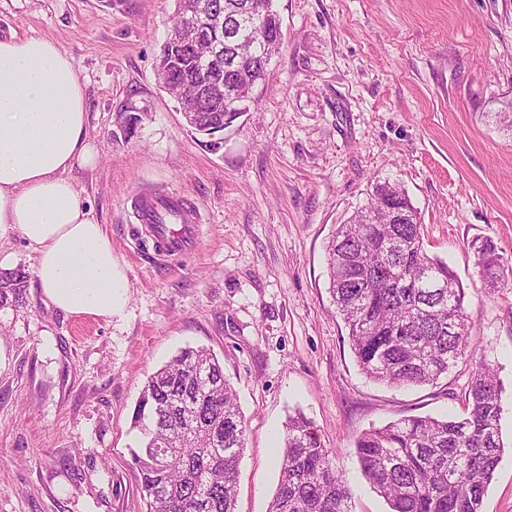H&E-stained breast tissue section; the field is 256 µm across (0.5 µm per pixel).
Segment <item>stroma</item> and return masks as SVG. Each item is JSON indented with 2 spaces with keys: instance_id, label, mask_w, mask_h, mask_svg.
<instances>
[{
  "instance_id": "stroma-1",
  "label": "stroma",
  "mask_w": 512,
  "mask_h": 512,
  "mask_svg": "<svg viewBox=\"0 0 512 512\" xmlns=\"http://www.w3.org/2000/svg\"><path fill=\"white\" fill-rule=\"evenodd\" d=\"M282 44L255 101L208 145L159 86L174 0H0V36L65 50L98 163L73 173L128 288L122 315L71 316L29 287L0 308V512H145L133 413L148 376L210 348L246 427L236 512H268L289 415L302 413L351 489L389 512L354 443L413 417H459L474 362L501 386L512 442V288H485L473 240L512 256V0H274ZM405 190L423 246L457 275L469 358L433 386L360 370L328 290L326 247L373 183ZM188 198L197 245L164 255L139 232L141 191ZM483 512H512L505 452Z\"/></svg>"
}]
</instances>
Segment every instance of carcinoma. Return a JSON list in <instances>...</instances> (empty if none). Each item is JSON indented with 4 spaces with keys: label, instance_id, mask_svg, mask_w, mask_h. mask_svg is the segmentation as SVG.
<instances>
[{
    "label": "carcinoma",
    "instance_id": "cac0c4a2",
    "mask_svg": "<svg viewBox=\"0 0 512 512\" xmlns=\"http://www.w3.org/2000/svg\"><path fill=\"white\" fill-rule=\"evenodd\" d=\"M232 20L246 0H208ZM265 14L239 30L260 54L264 36L278 38L270 0ZM202 99L195 131L213 136L237 113ZM402 208L409 223L394 224ZM421 217L400 187L374 184L365 207L338 225L327 246L329 292L348 327L361 371L393 387L434 384L466 356L471 326L465 292L448 264L423 247ZM471 248L487 288L512 283V261L489 239ZM29 275L0 272V307L24 302ZM467 415L400 419L361 434L355 443L366 479L391 512H481L505 445L501 390L494 369L475 365L465 392ZM140 491L146 512H235L245 426L237 395L218 358L185 348L147 379L135 413ZM351 492L333 452L300 413L288 416L279 479L268 512H350Z\"/></svg>",
    "mask_w": 512,
    "mask_h": 512
}]
</instances>
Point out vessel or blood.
I'll use <instances>...</instances> for the list:
<instances>
[{
	"mask_svg": "<svg viewBox=\"0 0 512 512\" xmlns=\"http://www.w3.org/2000/svg\"><path fill=\"white\" fill-rule=\"evenodd\" d=\"M183 197L156 192L140 194L135 200L139 224L157 241L162 253L180 255L192 251L198 239L196 224L188 218Z\"/></svg>",
	"mask_w": 512,
	"mask_h": 512,
	"instance_id": "obj_1",
	"label": "vessel or blood"
}]
</instances>
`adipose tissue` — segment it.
Listing matches in <instances>:
<instances>
[{
  "label": "adipose tissue",
  "instance_id": "adipose-tissue-1",
  "mask_svg": "<svg viewBox=\"0 0 512 512\" xmlns=\"http://www.w3.org/2000/svg\"><path fill=\"white\" fill-rule=\"evenodd\" d=\"M87 126L68 54L47 38H0V239L18 235L35 253L48 303L108 320L124 308L127 280L72 178L98 159Z\"/></svg>",
  "mask_w": 512,
  "mask_h": 512
}]
</instances>
